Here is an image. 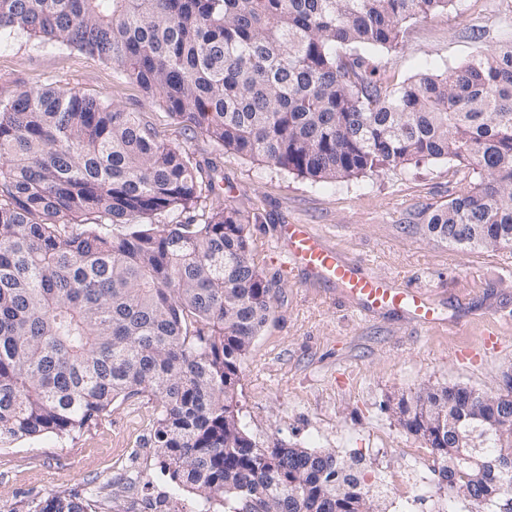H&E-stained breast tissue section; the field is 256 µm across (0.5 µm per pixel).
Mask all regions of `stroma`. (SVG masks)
I'll use <instances>...</instances> for the list:
<instances>
[{
	"instance_id": "stroma-1",
	"label": "stroma",
	"mask_w": 512,
	"mask_h": 512,
	"mask_svg": "<svg viewBox=\"0 0 512 512\" xmlns=\"http://www.w3.org/2000/svg\"><path fill=\"white\" fill-rule=\"evenodd\" d=\"M512 42V0H454L450 10L411 21L397 50L377 54L381 74L399 83L464 65L478 49ZM48 85L106 99L140 113L160 138L184 147L201 166H216L224 204L250 219L259 271L276 285L274 313L244 361L237 389L253 441L332 450L361 461L369 476L416 472L435 491L412 512H469L464 493L442 481L430 448L402 428L390 397L422 385L496 392L512 372V249L451 246L420 229L429 214L468 188L455 163L425 161L315 182L219 150L185 130L98 55L22 35L0 39V88ZM308 224L344 257L404 288L426 292L439 322L426 328L405 313L367 312L334 285L282 267L277 228ZM497 351L468 356L485 330ZM157 401L150 393L118 399L80 432L0 447V512H23L28 500L66 492L92 512H149L169 495L170 512L196 491L172 492L151 438Z\"/></svg>"
}]
</instances>
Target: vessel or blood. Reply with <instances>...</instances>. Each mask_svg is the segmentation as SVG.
<instances>
[{"label":"vessel or blood","instance_id":"obj_1","mask_svg":"<svg viewBox=\"0 0 512 512\" xmlns=\"http://www.w3.org/2000/svg\"><path fill=\"white\" fill-rule=\"evenodd\" d=\"M280 238L286 267L303 270L315 281L336 285L363 310L402 311L424 325L436 324L434 307L425 292L402 289L362 272L310 225H281Z\"/></svg>","mask_w":512,"mask_h":512}]
</instances>
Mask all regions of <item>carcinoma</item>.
Returning a JSON list of instances; mask_svg holds the SVG:
<instances>
[{"label":"carcinoma","instance_id":"obj_1","mask_svg":"<svg viewBox=\"0 0 512 512\" xmlns=\"http://www.w3.org/2000/svg\"><path fill=\"white\" fill-rule=\"evenodd\" d=\"M453 0H0V32L96 54L185 129L314 182L422 160L467 191L422 232L512 248V44L385 84L368 52ZM188 152L137 112L61 87L0 88V444L67 436L148 391L154 448L180 489L228 512H379L381 489L335 452L266 446L235 400L273 311L246 220ZM174 211L182 224H162ZM466 425L457 387L416 390ZM474 512H512V453L489 434L490 490L428 439ZM27 512H88L51 492Z\"/></svg>","mask_w":512,"mask_h":512}]
</instances>
